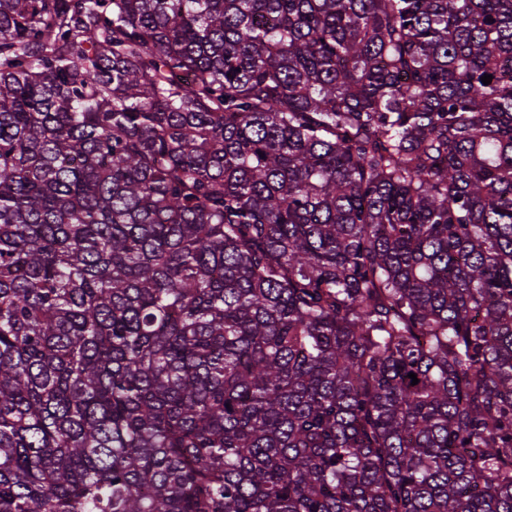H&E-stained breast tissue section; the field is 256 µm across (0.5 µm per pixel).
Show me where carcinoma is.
<instances>
[{"label":"carcinoma","instance_id":"obj_1","mask_svg":"<svg viewBox=\"0 0 512 512\" xmlns=\"http://www.w3.org/2000/svg\"><path fill=\"white\" fill-rule=\"evenodd\" d=\"M0 512H512V0H0Z\"/></svg>","mask_w":512,"mask_h":512}]
</instances>
